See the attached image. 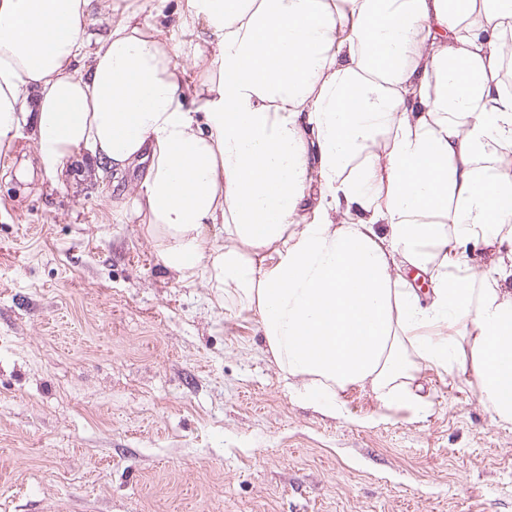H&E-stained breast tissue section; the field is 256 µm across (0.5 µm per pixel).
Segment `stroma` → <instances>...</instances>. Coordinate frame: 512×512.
I'll list each match as a JSON object with an SVG mask.
<instances>
[{
	"label": "stroma",
	"instance_id": "35a3bbf8",
	"mask_svg": "<svg viewBox=\"0 0 512 512\" xmlns=\"http://www.w3.org/2000/svg\"><path fill=\"white\" fill-rule=\"evenodd\" d=\"M176 62L205 49L117 0ZM52 182L28 126L0 148V512H512V424L475 380L421 369L427 411L297 401L259 314L165 267L120 213L144 164Z\"/></svg>",
	"mask_w": 512,
	"mask_h": 512
}]
</instances>
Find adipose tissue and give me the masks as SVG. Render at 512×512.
<instances>
[{
	"label": "adipose tissue",
	"mask_w": 512,
	"mask_h": 512,
	"mask_svg": "<svg viewBox=\"0 0 512 512\" xmlns=\"http://www.w3.org/2000/svg\"><path fill=\"white\" fill-rule=\"evenodd\" d=\"M91 6L0 0V144L27 122L54 178L78 151L117 178L146 162L131 208L163 264L257 311L299 401L332 414L367 384L419 412L428 366L472 374L512 423V249L481 288L456 251L512 246V0H186L216 44L186 67L122 11L91 38Z\"/></svg>",
	"instance_id": "ef3b65f1"
}]
</instances>
